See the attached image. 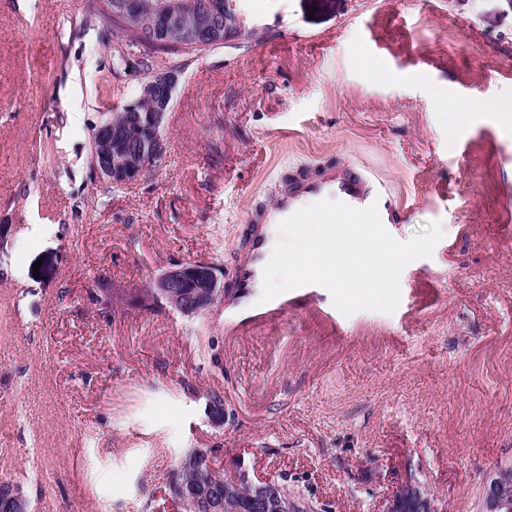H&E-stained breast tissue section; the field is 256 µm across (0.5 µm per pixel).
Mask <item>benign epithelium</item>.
I'll return each mask as SVG.
<instances>
[{"instance_id":"1","label":"benign epithelium","mask_w":512,"mask_h":512,"mask_svg":"<svg viewBox=\"0 0 512 512\" xmlns=\"http://www.w3.org/2000/svg\"><path fill=\"white\" fill-rule=\"evenodd\" d=\"M219 13L220 10L211 4L208 12L195 19L189 12H178L176 5L171 2L158 7V18L168 24L173 32L191 38L196 46L202 45L199 32L212 27L213 21L220 20ZM174 86V75L155 72L143 84L139 99L124 107L126 112H137L141 103L147 101L151 104L150 111L145 113V120L152 133L137 153L131 154L124 150L119 136L113 135L116 127L112 122H103L97 126L95 135L107 144L105 150L93 158V168L99 178L116 186H129L141 180L152 165L162 158L166 151L163 131L167 125ZM186 287L192 289L191 310L197 313L209 310L223 299L217 275L204 262L179 264L167 269L152 283V294L172 299L179 289ZM511 470L512 466L506 464L489 475L481 494L480 512H512ZM245 491L248 492L252 512L315 510L309 499L286 498L283 485L277 480L261 475L251 477L246 472L224 485L222 495L208 484L201 485L196 490L195 499L199 501L203 512H238V503ZM184 495L183 488H169L163 495L164 503L160 510L180 512ZM0 512H26L22 494L13 488L1 490ZM381 512H448V503L419 483L408 481L384 499Z\"/></svg>"}]
</instances>
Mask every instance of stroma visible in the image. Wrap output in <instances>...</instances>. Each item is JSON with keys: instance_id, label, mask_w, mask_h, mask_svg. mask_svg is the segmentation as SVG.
Listing matches in <instances>:
<instances>
[{"instance_id": "obj_1", "label": "stroma", "mask_w": 512, "mask_h": 512, "mask_svg": "<svg viewBox=\"0 0 512 512\" xmlns=\"http://www.w3.org/2000/svg\"><path fill=\"white\" fill-rule=\"evenodd\" d=\"M98 5L0 0V478L32 512H153L210 448L320 512H376L410 479L477 512L512 461V125L473 113L457 162L432 91L512 102V0H249L223 45L148 67ZM162 68L167 151L115 188L92 130ZM335 159L388 188L398 241L442 227L403 328L365 311L343 340L309 307L230 338L223 306L134 304L177 264L230 280L248 214Z\"/></svg>"}]
</instances>
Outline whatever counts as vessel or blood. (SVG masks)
Listing matches in <instances>:
<instances>
[{
	"mask_svg": "<svg viewBox=\"0 0 512 512\" xmlns=\"http://www.w3.org/2000/svg\"><path fill=\"white\" fill-rule=\"evenodd\" d=\"M324 198L338 199L355 208L377 205L381 222L390 232L403 219L388 190L353 165L338 161L319 171L298 175L278 193L271 206L246 221L243 256L236 265L234 278L224 286L225 335H240L249 326L287 316L302 304L313 303L339 335L351 336V318L334 307L329 291L322 286L308 284L269 302L260 300L263 269L280 223L300 208Z\"/></svg>",
	"mask_w": 512,
	"mask_h": 512,
	"instance_id": "1",
	"label": "vessel or blood"
}]
</instances>
